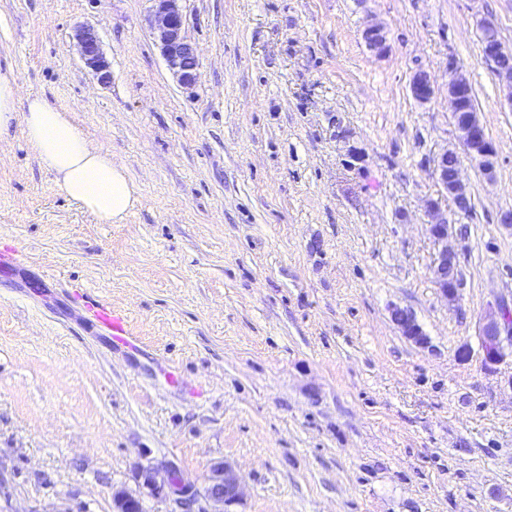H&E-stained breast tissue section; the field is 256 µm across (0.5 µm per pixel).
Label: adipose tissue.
Instances as JSON below:
<instances>
[{"label":"adipose tissue","instance_id":"obj_1","mask_svg":"<svg viewBox=\"0 0 512 512\" xmlns=\"http://www.w3.org/2000/svg\"><path fill=\"white\" fill-rule=\"evenodd\" d=\"M22 119L26 139L55 177L60 194L83 204L100 223L119 224L139 204V188L111 154L88 143L66 112L37 94L19 97L13 75H0V131Z\"/></svg>","mask_w":512,"mask_h":512}]
</instances>
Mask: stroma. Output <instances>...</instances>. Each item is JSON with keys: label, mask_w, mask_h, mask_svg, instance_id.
<instances>
[{"label": "stroma", "mask_w": 512, "mask_h": 512, "mask_svg": "<svg viewBox=\"0 0 512 512\" xmlns=\"http://www.w3.org/2000/svg\"><path fill=\"white\" fill-rule=\"evenodd\" d=\"M179 6L189 88L150 35L152 0H0V72L66 111L141 195L123 223H98L57 193L22 121L0 133V512H113L119 490L171 512L142 470L201 488L222 461L235 512H512V359L485 371L479 343L489 306L512 300L498 222L512 103L480 24L512 48V0ZM370 21L389 29L385 56L364 44ZM79 24L98 31L108 85L79 59ZM452 58L497 148L493 175L461 161L467 214L432 163L461 148ZM431 199L452 212L453 303L432 281ZM90 301L126 316L133 346L110 342ZM410 91L419 103H427L434 96L435 88L427 72L420 70L414 74ZM391 318L405 337L419 345L428 343L427 336L411 311L397 306L393 307Z\"/></svg>", "instance_id": "35a3bbf8"}]
</instances>
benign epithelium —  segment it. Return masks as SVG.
Returning a JSON list of instances; mask_svg holds the SVG:
<instances>
[{
    "label": "benign epithelium",
    "instance_id": "7a95c632",
    "mask_svg": "<svg viewBox=\"0 0 512 512\" xmlns=\"http://www.w3.org/2000/svg\"><path fill=\"white\" fill-rule=\"evenodd\" d=\"M153 2L150 34L169 70L180 84L190 86L196 80L198 57L196 48L184 35L179 0ZM481 29L483 57L493 64L494 74L506 85L508 99L512 101V51L505 49L492 22L482 21ZM73 39L85 67L101 83H109L112 79L111 64L101 48L97 32L89 26L80 25L75 28ZM363 40L367 49L377 56H383L389 50L388 31L381 23L369 24L363 31ZM468 87L469 80L461 66L454 58H448V105L459 112H469L457 125L463 151L490 175L494 170L496 148L487 136L477 111L463 106V96ZM410 91L419 103H426L434 96L435 88L427 72L420 70L414 74ZM434 169L442 190L459 211H466L470 194L461 178V160L457 152L446 150L438 154L434 159ZM426 210L429 236L437 247L432 264L433 282L447 300L454 301L459 296V266L456 251L448 246V217L436 200L428 201ZM391 318L405 337L419 345L428 343L427 336L411 311L396 306L391 310ZM479 338L481 364L485 370L492 371L507 358H512L511 304L502 299L490 305L482 320ZM141 476L143 485L150 492L159 495L168 490L174 494L182 512H189L200 497L212 506L211 510L202 509L200 512H230L229 507L241 499L239 477L227 462L212 466L201 490L181 481L175 482L174 474L169 469L162 474L154 468H146Z\"/></svg>",
    "mask_w": 512,
    "mask_h": 512
}]
</instances>
